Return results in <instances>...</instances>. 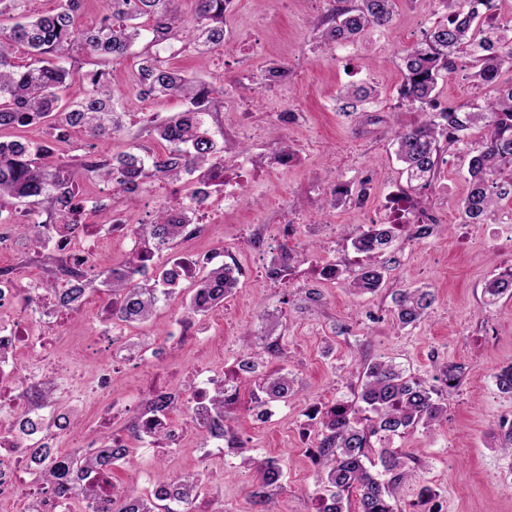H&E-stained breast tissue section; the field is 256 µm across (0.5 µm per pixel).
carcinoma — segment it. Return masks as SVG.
Segmentation results:
<instances>
[{"instance_id":"1","label":"carcinoma","mask_w":512,"mask_h":512,"mask_svg":"<svg viewBox=\"0 0 512 512\" xmlns=\"http://www.w3.org/2000/svg\"><path fill=\"white\" fill-rule=\"evenodd\" d=\"M192 13L184 16L176 0H103L99 25L82 29L78 20L81 0H62L52 14H29V0H0V15L14 14L9 29L0 27V130H21L37 121L52 129L54 141L64 143L68 132L82 130L92 140V154L78 169L46 162L51 151H40L20 139L0 141V210L12 200L30 199L46 204V224H57L68 233L80 224L84 200L79 181L91 184H137V182L179 181L189 170L223 171L224 148L206 126V116L224 99V89L212 83L187 77L160 60V53L178 54L180 34L192 32L188 46L205 61L224 48V10L229 0H193ZM445 20L427 31L421 41L404 50L400 69V100L423 120L395 131L397 159L404 164L407 188L402 197L430 186L439 167L444 147L458 144L473 128L484 131L476 154L469 161L470 188L460 211L465 224H482L507 198L512 199V78L503 81V71L512 70V26L497 22L494 0H441ZM395 0H333L328 14L320 22L321 38L330 50L359 34L391 28ZM148 23L150 40L139 53L135 88L148 97H178L186 105L182 115L153 127L162 141L163 153L145 156L126 153L117 157L99 147L106 137L124 130L119 111L121 93L106 78V67L122 62L142 35L138 20ZM17 46L29 49L33 62L19 67L13 60ZM81 52L96 59L98 69L86 74L88 88L76 98L67 96V76ZM466 57L472 77L492 88L493 95L469 105H444L438 99V80L456 70L457 59ZM376 97L372 87H346L339 91L340 111L349 115ZM192 223L191 211L178 213L163 206L156 220L138 225L147 241L170 244L185 236ZM400 224H369L350 234L355 253L363 256L347 287L356 294L375 293L384 283L382 267L374 255L390 247L401 231ZM238 278L234 268L225 264L210 269L193 288L188 311L202 315L232 292ZM92 281L82 272L74 274L64 288L46 285L56 306L73 310L90 290ZM115 304L125 317L142 323L155 313L159 291L149 284H133L114 270L110 281ZM486 302L496 303L512 297V271L506 270L483 287ZM434 301L427 288H400L393 303L396 321L402 327L421 322ZM264 363L260 353L252 351L237 361L236 374L242 382L260 380L261 396L255 405L282 401L288 397L293 378L287 373H259ZM462 367L448 364L437 380L456 388L462 379ZM360 401L371 415L361 420L354 403L341 397L327 406L320 421V439L314 453L319 467L317 486L319 512H350L349 500L357 493L356 512H397L396 498L406 478L404 454L391 448L396 436L438 422L447 408L439 403V390L406 373L390 361L376 360L358 373ZM379 449L382 475H372L365 466L374 449ZM132 449L115 447L112 436L102 446L81 455L55 454L49 448L34 449L31 464L39 469L45 482L61 495L73 494L86 502L88 512H172L168 493L160 489L145 498L128 489H116L115 498L100 504L94 485L85 481L89 474H112V465L129 462ZM260 482L253 493L257 503L269 498L267 491L278 484L282 469L270 463L259 469ZM196 484L187 477L180 484V512H195Z\"/></svg>"}]
</instances>
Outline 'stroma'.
<instances>
[{"mask_svg":"<svg viewBox=\"0 0 512 512\" xmlns=\"http://www.w3.org/2000/svg\"><path fill=\"white\" fill-rule=\"evenodd\" d=\"M329 8V0H238L235 28L257 38L256 52L231 49L205 67L189 49L170 60L171 66L206 81L241 65L264 79L262 94L242 103L255 125L247 155L253 166L250 186L238 211L225 215L210 238L171 245L175 253L188 245L196 250L223 247L224 263L239 271L236 288L224 300V323L209 331L224 343L225 368L248 349L265 354V372L284 370L294 378L290 395L275 403L269 421L238 408L230 429L255 459L279 458L283 478L273 491V512H317L311 452L319 436L306 431V409L318 401L351 397L354 371L369 361L395 362L429 385L442 367L455 362L463 365L464 377L458 388H442L444 417L431 428L394 440V448L409 456L398 505L409 512L420 489L428 486L441 512H512V453L500 446L501 425L512 423V397L495 384L500 368L512 364V298L489 305L482 295L487 279L512 266V200L502 201L483 224L463 223L460 213L480 131H471L466 143L443 153L437 177L414 200L415 210L436 219L433 233L416 238L403 230L377 255L386 267L383 288L355 295L343 278L328 283L313 273L323 259L336 261L344 274L356 269L350 232L380 222L387 202L405 188L393 130L399 123H415L420 115L399 102V57L445 12L440 0H396L387 33H366L348 50L332 52L316 27ZM278 66L287 67V76L266 81V70ZM135 70L131 58L112 68L125 114L124 132L103 142L113 156L141 146L161 152L153 124L186 108L177 98L143 108L132 89ZM351 84L373 86L378 98L368 111L347 116L337 112L336 96ZM438 92L442 103L460 105L483 98L487 89L462 58L455 72L439 82ZM277 107L296 113L287 129L269 117ZM285 150L293 159L284 169L279 158ZM333 181L347 187V196L333 199L328 192ZM364 184L369 193L362 198L358 192ZM284 246L296 261L283 280H270L267 267ZM408 287L430 288L435 301L424 321L402 328L394 319L392 297ZM312 289L320 294L313 306L306 299ZM185 296L177 290L138 329L142 340L172 350L168 386L173 391L181 389L198 359L196 347L171 335L175 318L187 308ZM60 324V370L91 380L95 363L79 358L89 321L71 317ZM272 342L280 355H266ZM259 478L254 463L229 456L217 477L223 487L222 512H261L252 496Z\"/></svg>","mask_w":512,"mask_h":512,"instance_id":"1","label":"stroma"}]
</instances>
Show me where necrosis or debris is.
Listing matches in <instances>:
<instances>
[{"label":"necrosis or debris","mask_w":512,"mask_h":512,"mask_svg":"<svg viewBox=\"0 0 512 512\" xmlns=\"http://www.w3.org/2000/svg\"><path fill=\"white\" fill-rule=\"evenodd\" d=\"M244 173V162H225L220 197L192 193L176 197V207H187L197 213L190 239L208 238L213 224L222 222L225 212L237 206L246 188ZM101 234L118 246L122 257L119 270L134 283L155 280L160 273L176 282L194 283L210 263L209 255L198 251L167 259L157 251L143 257V241L135 232L128 212L117 203L112 206L111 224L102 228ZM37 242L61 255L62 268L94 275L92 258L98 242L88 241L77 233L60 236L51 224L39 227ZM40 286L37 280L20 282L10 266L0 265V344L8 349L7 357L0 359V512H26L32 502L38 503L40 512H79L74 498L57 495L36 471L24 466L30 449L67 447L78 432L77 422L60 425L58 411H46L34 398L37 389L57 374L46 363L44 352L62 335L59 324L46 317L49 301ZM130 328V322L116 310L111 320L98 322L86 338V358L99 360L103 353L109 357L108 362H101L95 379L96 387L110 396L99 413V432L112 434L117 445L157 448L167 455L190 447L203 471L211 474L223 470L227 453L223 449V437L211 431L213 414L209 393L214 381H223L226 400L241 405L242 396L236 382L226 380L223 371L209 366L199 368L191 377L185 402H169L159 411H147L137 403L112 396V383L118 371L138 365L157 381L169 370L165 347L128 354ZM19 354L32 358L21 385L14 381L11 370ZM21 416L38 419L40 428L33 432L20 431L16 421Z\"/></svg>","instance_id":"obj_1"}]
</instances>
